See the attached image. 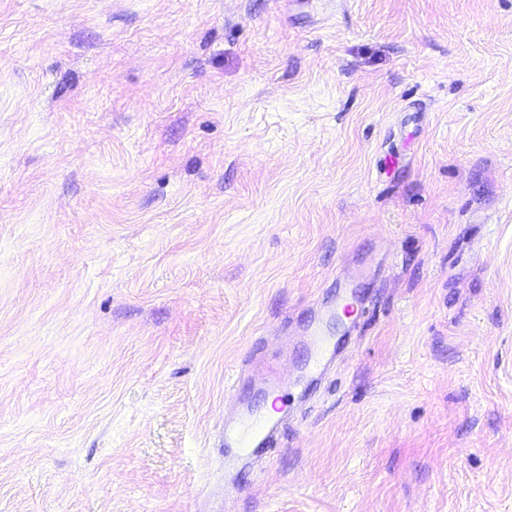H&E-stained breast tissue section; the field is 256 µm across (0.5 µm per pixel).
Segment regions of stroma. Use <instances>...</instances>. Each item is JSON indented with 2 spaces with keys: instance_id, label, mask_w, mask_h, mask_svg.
I'll return each mask as SVG.
<instances>
[{
  "instance_id": "obj_1",
  "label": "stroma",
  "mask_w": 512,
  "mask_h": 512,
  "mask_svg": "<svg viewBox=\"0 0 512 512\" xmlns=\"http://www.w3.org/2000/svg\"><path fill=\"white\" fill-rule=\"evenodd\" d=\"M288 371L233 512H512V0H0V512H225ZM306 335L320 351V359L312 380H322L329 372L330 367L335 360L336 345H333L330 340L323 337L319 324L316 323L315 316L306 329ZM274 424L275 421L272 417H266L261 422L255 419L248 410L239 412L231 419H224V447L252 448L248 454L226 455L225 468H234L239 461L269 448L276 436Z\"/></svg>"
}]
</instances>
